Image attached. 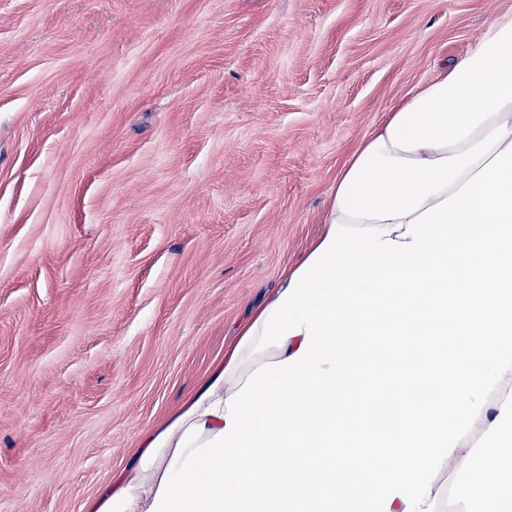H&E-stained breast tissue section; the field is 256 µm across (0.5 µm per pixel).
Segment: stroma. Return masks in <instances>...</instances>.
Listing matches in <instances>:
<instances>
[{"instance_id":"stroma-1","label":"stroma","mask_w":512,"mask_h":512,"mask_svg":"<svg viewBox=\"0 0 512 512\" xmlns=\"http://www.w3.org/2000/svg\"><path fill=\"white\" fill-rule=\"evenodd\" d=\"M512 0H0V512H83Z\"/></svg>"}]
</instances>
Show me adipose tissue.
<instances>
[{"mask_svg":"<svg viewBox=\"0 0 512 512\" xmlns=\"http://www.w3.org/2000/svg\"><path fill=\"white\" fill-rule=\"evenodd\" d=\"M349 397L344 417L337 397ZM512 11L343 165L322 233L85 512H512Z\"/></svg>","mask_w":512,"mask_h":512,"instance_id":"adipose-tissue-1","label":"adipose tissue"}]
</instances>
